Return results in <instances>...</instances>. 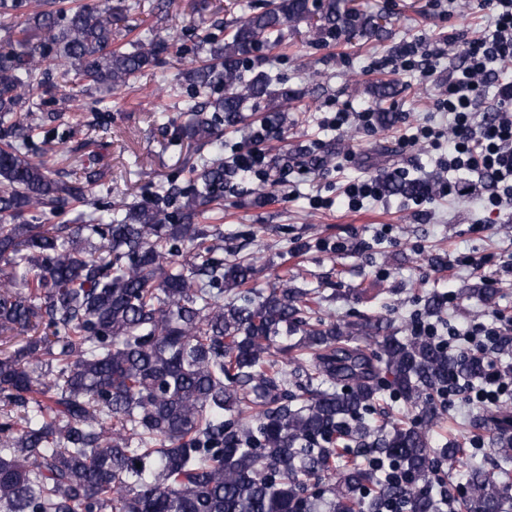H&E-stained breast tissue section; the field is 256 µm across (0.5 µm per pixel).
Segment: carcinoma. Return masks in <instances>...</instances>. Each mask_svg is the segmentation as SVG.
I'll list each match as a JSON object with an SVG mask.
<instances>
[{
    "label": "carcinoma",
    "mask_w": 512,
    "mask_h": 512,
    "mask_svg": "<svg viewBox=\"0 0 512 512\" xmlns=\"http://www.w3.org/2000/svg\"><path fill=\"white\" fill-rule=\"evenodd\" d=\"M18 15L0 0V512H440L429 429L439 389L454 373L481 379L486 363L429 340L380 334L379 320L338 326L315 292L278 275L248 287L254 258L224 261L222 237L196 217L224 200L221 126L244 121L247 103L288 125L299 94L249 56L284 45V26L369 39L379 17L348 0H270L268 8L199 42L202 64L184 72L187 144L212 157L185 189L160 185L145 203L107 206L83 223L41 215L85 202L29 149L35 91L51 83L45 63L74 83L134 87L168 45L147 29L114 48L110 0H47ZM224 87V96L211 99ZM411 196L422 186L390 183ZM184 199L179 215L168 201ZM304 376L288 390V363ZM51 378L39 382L30 366ZM418 409L384 428L365 420L380 383ZM506 411L491 416L498 471L468 470L460 512H504L512 499V435ZM396 462L392 481L347 454L352 445Z\"/></svg>",
    "instance_id": "carcinoma-1"
}]
</instances>
